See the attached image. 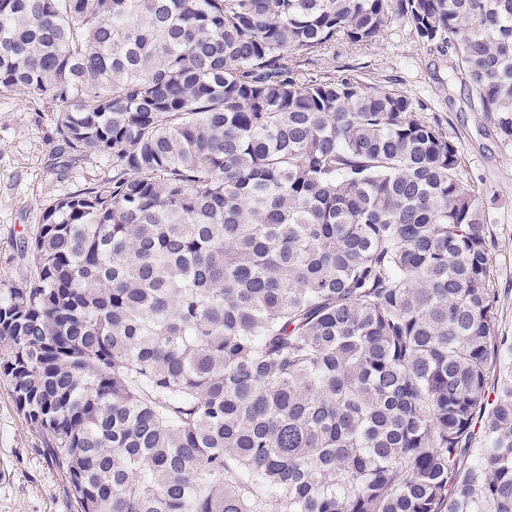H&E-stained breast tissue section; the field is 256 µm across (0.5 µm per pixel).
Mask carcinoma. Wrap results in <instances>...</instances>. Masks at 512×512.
Returning a JSON list of instances; mask_svg holds the SVG:
<instances>
[{"mask_svg": "<svg viewBox=\"0 0 512 512\" xmlns=\"http://www.w3.org/2000/svg\"><path fill=\"white\" fill-rule=\"evenodd\" d=\"M399 19L512 142V0H0V93L112 158L0 289V379L77 512H512L465 158L400 89L304 72Z\"/></svg>", "mask_w": 512, "mask_h": 512, "instance_id": "cac0c4a2", "label": "carcinoma"}]
</instances>
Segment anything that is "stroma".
Wrapping results in <instances>:
<instances>
[{
    "label": "stroma",
    "mask_w": 512,
    "mask_h": 512,
    "mask_svg": "<svg viewBox=\"0 0 512 512\" xmlns=\"http://www.w3.org/2000/svg\"><path fill=\"white\" fill-rule=\"evenodd\" d=\"M356 65L366 82L396 87L428 105L465 156L462 182L479 187L487 216L498 331L512 336V143L500 140L461 81L449 80L448 59L418 42L410 26L396 21L361 49L337 44L309 64L320 72ZM54 105L23 90L0 94V288L22 271L17 248L40 223L46 201L88 187L112 175L111 159L95 154L62 166ZM0 512H76L42 442L17 412L10 389L0 380Z\"/></svg>",
    "instance_id": "obj_1"
}]
</instances>
